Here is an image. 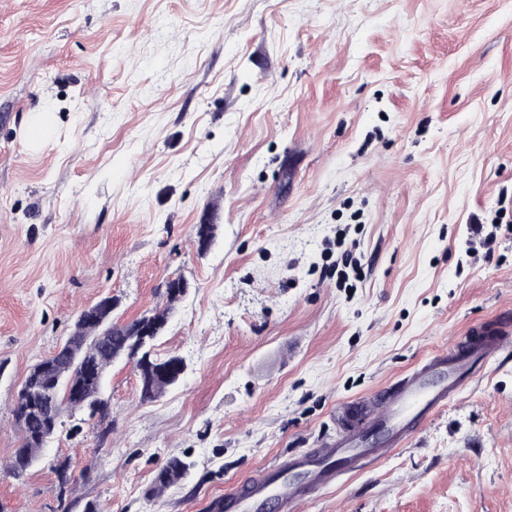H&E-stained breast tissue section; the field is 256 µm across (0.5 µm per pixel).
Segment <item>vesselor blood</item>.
<instances>
[{"mask_svg": "<svg viewBox=\"0 0 512 512\" xmlns=\"http://www.w3.org/2000/svg\"><path fill=\"white\" fill-rule=\"evenodd\" d=\"M472 341L431 352L423 363L373 398L349 408L350 422L321 448L291 455L256 478L247 489L232 490L213 503L214 512H265L276 501L282 512L337 485L343 473H353L411 437L439 411L447 408L485 362L498 357L512 341V325L478 326Z\"/></svg>", "mask_w": 512, "mask_h": 512, "instance_id": "b4317fda", "label": "vessel or blood"}]
</instances>
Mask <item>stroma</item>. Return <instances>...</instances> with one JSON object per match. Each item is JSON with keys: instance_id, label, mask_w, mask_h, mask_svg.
Returning <instances> with one entry per match:
<instances>
[{"instance_id": "obj_1", "label": "stroma", "mask_w": 512, "mask_h": 512, "mask_svg": "<svg viewBox=\"0 0 512 512\" xmlns=\"http://www.w3.org/2000/svg\"><path fill=\"white\" fill-rule=\"evenodd\" d=\"M107 296L171 307L182 380L113 363L107 438L63 410L10 477L22 382ZM506 312L512 0H0V512H207ZM297 512H512V353ZM25 448L28 449V452L25 451ZM42 451L43 448H31L25 446L17 448L8 465L10 474L18 480L24 478L31 467L37 462ZM189 469L190 465L180 458H169L157 473L156 488L162 490L179 483L188 476Z\"/></svg>"}]
</instances>
